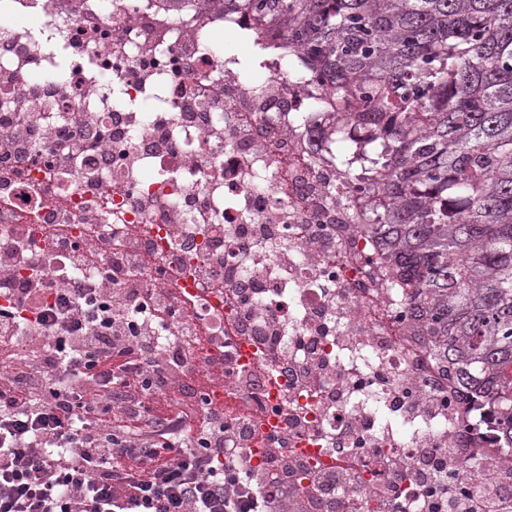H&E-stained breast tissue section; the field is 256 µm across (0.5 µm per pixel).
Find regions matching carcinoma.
<instances>
[{"instance_id":"1","label":"carcinoma","mask_w":512,"mask_h":512,"mask_svg":"<svg viewBox=\"0 0 512 512\" xmlns=\"http://www.w3.org/2000/svg\"><path fill=\"white\" fill-rule=\"evenodd\" d=\"M277 20L332 95L336 144L413 328L512 454V0H225Z\"/></svg>"}]
</instances>
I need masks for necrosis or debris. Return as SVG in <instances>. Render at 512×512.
<instances>
[{
    "mask_svg": "<svg viewBox=\"0 0 512 512\" xmlns=\"http://www.w3.org/2000/svg\"><path fill=\"white\" fill-rule=\"evenodd\" d=\"M253 26L222 0H0V113L49 128L86 115L111 152L48 138L22 163L0 161V229L36 224L47 236L79 224L116 248L114 225L129 224L156 267L193 285L207 260L240 279L263 262L268 288L230 305L200 293L197 314L215 336L236 325L229 344L242 355L258 349L251 310L269 309L283 357L324 364L315 388L265 364L256 435L280 433L298 462L347 470L336 496L355 512H384L394 468L416 475L422 448L459 450L487 487L506 483L512 456L408 326L410 289L353 219L336 136L310 115L311 74L284 73L287 52L273 49L262 83H248L240 56L216 41ZM245 232L249 252L234 244Z\"/></svg>",
    "mask_w": 512,
    "mask_h": 512,
    "instance_id": "1",
    "label": "necrosis or debris"
}]
</instances>
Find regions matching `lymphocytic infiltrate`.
<instances>
[{
    "instance_id": "lymphocytic-infiltrate-1",
    "label": "lymphocytic infiltrate",
    "mask_w": 512,
    "mask_h": 512,
    "mask_svg": "<svg viewBox=\"0 0 512 512\" xmlns=\"http://www.w3.org/2000/svg\"><path fill=\"white\" fill-rule=\"evenodd\" d=\"M32 229L0 235V512H320L332 482L295 496L270 474L292 470L283 439L266 438L252 463L254 406L233 417L211 397L225 379L261 391L209 328L183 321L195 306L151 273L149 249L109 252L103 239L71 242L74 267L105 270L95 286L52 275L55 241L31 247ZM151 318L137 321L138 303ZM255 339L292 384L316 380L279 359L275 315Z\"/></svg>"
}]
</instances>
